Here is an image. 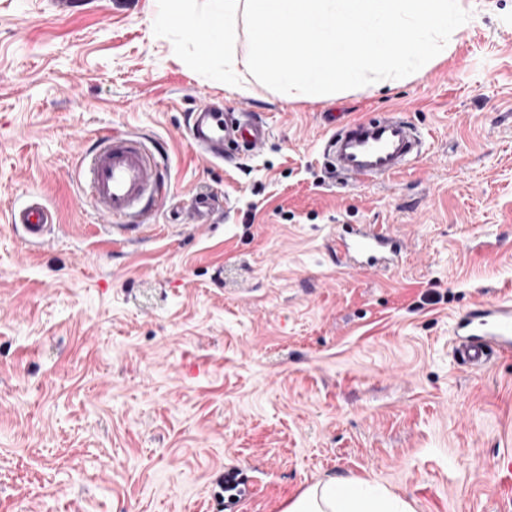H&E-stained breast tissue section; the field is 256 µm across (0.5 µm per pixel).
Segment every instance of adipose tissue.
<instances>
[{
  "instance_id": "obj_1",
  "label": "adipose tissue",
  "mask_w": 512,
  "mask_h": 512,
  "mask_svg": "<svg viewBox=\"0 0 512 512\" xmlns=\"http://www.w3.org/2000/svg\"><path fill=\"white\" fill-rule=\"evenodd\" d=\"M185 0H167L166 20L195 35L197 59L208 63L229 56L235 40L240 0H224L222 10L199 16L183 8ZM284 512H408L397 497L354 479H332L306 489Z\"/></svg>"
}]
</instances>
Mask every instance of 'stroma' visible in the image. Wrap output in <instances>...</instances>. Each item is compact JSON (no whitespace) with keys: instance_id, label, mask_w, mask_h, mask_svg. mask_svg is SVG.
I'll return each instance as SVG.
<instances>
[{"instance_id":"obj_1","label":"stroma","mask_w":512,"mask_h":512,"mask_svg":"<svg viewBox=\"0 0 512 512\" xmlns=\"http://www.w3.org/2000/svg\"><path fill=\"white\" fill-rule=\"evenodd\" d=\"M458 2L426 71L308 101L250 74L242 23L234 87L161 0H0V512H219L236 467L243 512L338 478L414 512H512V360L470 371L450 347L455 314L512 298V0ZM213 98L265 145L196 154L186 113ZM391 110L419 160L333 185L329 115ZM114 131L157 143L172 192L131 236L78 177ZM200 192L218 207L196 229ZM33 200L55 222L38 251L8 221ZM348 224L401 236L398 266L337 264ZM212 212V198L207 195L191 197L185 207L186 224L192 227H200L208 224V218Z\"/></svg>"}]
</instances>
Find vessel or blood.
<instances>
[{
  "instance_id": "vessel-or-blood-1",
  "label": "vessel or blood",
  "mask_w": 512,
  "mask_h": 512,
  "mask_svg": "<svg viewBox=\"0 0 512 512\" xmlns=\"http://www.w3.org/2000/svg\"><path fill=\"white\" fill-rule=\"evenodd\" d=\"M268 127L239 112L225 111L218 101L193 107L187 129L192 150L211 160L223 159L230 150L253 151L264 144ZM422 134L403 114H367L331 123L325 142L326 169L343 181H376L395 175L418 157ZM80 165L86 175L85 192L101 214L123 225L149 223L151 213L166 194L154 153L143 136L113 133L100 137L83 151ZM212 199L191 197L185 207L187 224H207ZM21 226L27 240L43 244L53 229L52 216L41 203L27 204L10 217ZM337 258L350 267L387 269L403 251L394 235L356 224L337 237ZM452 353L456 362L475 371L497 359L512 358V299L483 302L453 320Z\"/></svg>"
}]
</instances>
